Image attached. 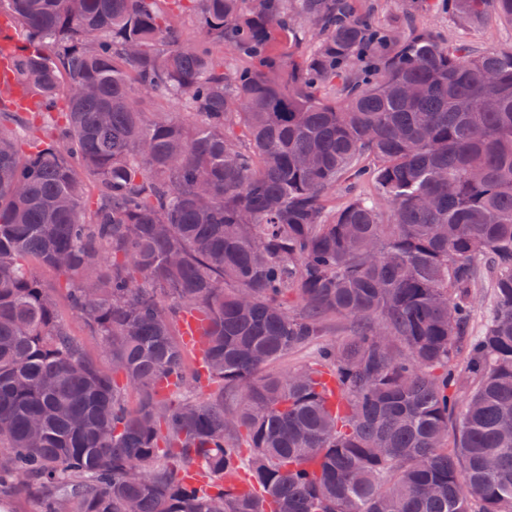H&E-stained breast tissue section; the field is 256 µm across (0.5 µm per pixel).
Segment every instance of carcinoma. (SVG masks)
I'll return each instance as SVG.
<instances>
[{
    "instance_id": "1",
    "label": "carcinoma",
    "mask_w": 512,
    "mask_h": 512,
    "mask_svg": "<svg viewBox=\"0 0 512 512\" xmlns=\"http://www.w3.org/2000/svg\"><path fill=\"white\" fill-rule=\"evenodd\" d=\"M447 8L512 18V0ZM2 17L21 41L0 26V106L26 118L0 125V496L512 512V52L356 0H0ZM173 96L180 117L139 110ZM336 317L350 338L268 372ZM38 275L46 288L53 289L60 312L68 323L73 337L81 344L85 354L101 364L107 365L108 359L103 351L102 344L96 337L87 333L82 322L69 309L64 293L57 288V279L54 272L47 269H38Z\"/></svg>"
}]
</instances>
